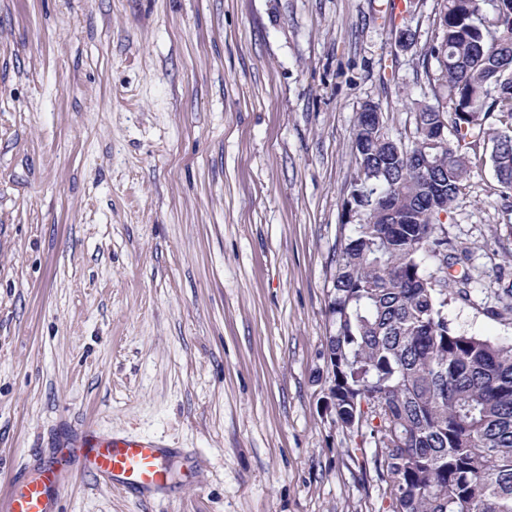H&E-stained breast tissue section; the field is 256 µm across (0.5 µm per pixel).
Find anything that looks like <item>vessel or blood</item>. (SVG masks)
Listing matches in <instances>:
<instances>
[{"mask_svg": "<svg viewBox=\"0 0 512 512\" xmlns=\"http://www.w3.org/2000/svg\"><path fill=\"white\" fill-rule=\"evenodd\" d=\"M196 466L192 457L153 439L100 433L84 425L69 431L56 453L11 476L0 495V512H59L63 492L79 476L148 498L167 491L178 468Z\"/></svg>", "mask_w": 512, "mask_h": 512, "instance_id": "obj_1", "label": "vessel or blood"}]
</instances>
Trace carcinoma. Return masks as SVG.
Instances as JSON below:
<instances>
[{
  "mask_svg": "<svg viewBox=\"0 0 512 512\" xmlns=\"http://www.w3.org/2000/svg\"><path fill=\"white\" fill-rule=\"evenodd\" d=\"M439 41L428 82L444 91L413 102L414 142L405 148L366 103L354 129L355 173L335 259L327 336L332 398L350 415L379 419V468L396 490L397 512H512V336L459 332L448 302H468L433 277L447 246L435 236L469 175L465 151L494 113L512 117V0H440ZM451 138L434 140L442 121ZM490 160L512 191V125L487 130Z\"/></svg>",
  "mask_w": 512,
  "mask_h": 512,
  "instance_id": "1",
  "label": "carcinoma"
}]
</instances>
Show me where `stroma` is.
<instances>
[{
    "instance_id": "1",
    "label": "stroma",
    "mask_w": 512,
    "mask_h": 512,
    "mask_svg": "<svg viewBox=\"0 0 512 512\" xmlns=\"http://www.w3.org/2000/svg\"><path fill=\"white\" fill-rule=\"evenodd\" d=\"M439 0H0V493L69 428L202 467L64 512H394L326 339L362 106L411 146ZM410 32V44L399 41ZM475 137L444 216L461 331L512 336V196Z\"/></svg>"
}]
</instances>
